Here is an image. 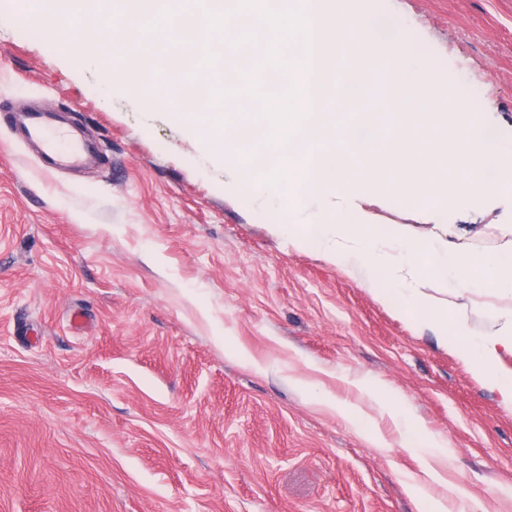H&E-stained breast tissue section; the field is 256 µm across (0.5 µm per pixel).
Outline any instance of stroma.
Segmentation results:
<instances>
[{
  "mask_svg": "<svg viewBox=\"0 0 512 512\" xmlns=\"http://www.w3.org/2000/svg\"><path fill=\"white\" fill-rule=\"evenodd\" d=\"M512 142V0H374ZM84 28L32 31L0 0V108L61 112L96 142L49 172L0 119V512H512V404L434 329L276 228L205 146L222 106L176 123L106 90ZM376 224L496 251L512 198L432 220L374 193ZM382 385L449 441L429 480ZM361 408L382 447L313 401Z\"/></svg>",
  "mask_w": 512,
  "mask_h": 512,
  "instance_id": "obj_1",
  "label": "stroma"
}]
</instances>
